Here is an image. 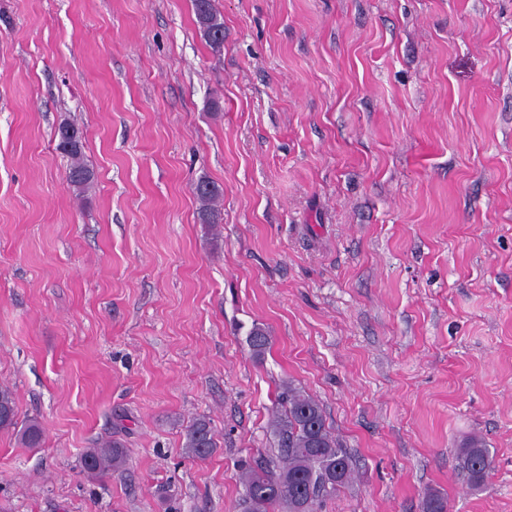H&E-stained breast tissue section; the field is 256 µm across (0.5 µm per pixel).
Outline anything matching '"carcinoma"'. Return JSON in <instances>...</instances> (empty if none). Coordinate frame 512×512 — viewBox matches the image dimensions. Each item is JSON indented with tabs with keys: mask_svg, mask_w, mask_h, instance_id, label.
Returning <instances> with one entry per match:
<instances>
[{
	"mask_svg": "<svg viewBox=\"0 0 512 512\" xmlns=\"http://www.w3.org/2000/svg\"><path fill=\"white\" fill-rule=\"evenodd\" d=\"M197 23L209 45L216 51L224 45V21L213 0H193ZM57 149L70 158L67 181L77 190L88 188L94 171L84 162V137L72 123L57 128ZM195 195L201 202L200 216L206 224H217L221 212L217 202L222 190L215 183L202 179L195 185ZM253 355L260 357L270 344L267 331L254 327L249 333ZM280 405L284 413L273 422V433L279 442V464L276 468L244 469L240 480L244 487L240 507L242 512H318L322 501L336 494L353 477V461L341 448L326 425L324 411L312 396L303 390L286 386ZM15 430L27 448L41 444L43 431L30 420L19 425L13 391L0 387V431ZM184 448L189 456L205 460L217 448L210 422L193 420L185 429ZM460 467L471 486L481 487L492 469L489 449L477 439H471L459 456ZM126 463L124 444L118 439L107 440L98 448L88 449L81 458L84 471L105 477L121 471Z\"/></svg>",
	"mask_w": 512,
	"mask_h": 512,
	"instance_id": "cac0c4a2",
	"label": "carcinoma"
}]
</instances>
